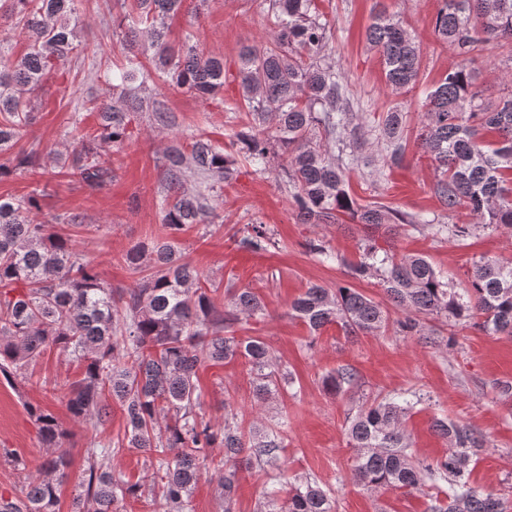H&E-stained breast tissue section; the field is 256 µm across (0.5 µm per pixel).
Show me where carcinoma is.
Instances as JSON below:
<instances>
[{
  "mask_svg": "<svg viewBox=\"0 0 512 512\" xmlns=\"http://www.w3.org/2000/svg\"><path fill=\"white\" fill-rule=\"evenodd\" d=\"M79 0H0V18L16 20L27 52L10 61L0 42V154L15 146L36 119L34 96L78 52ZM272 18L270 40L240 51L241 108L249 125L235 134V152L198 139L190 153L171 146L164 154L160 184L165 241L137 247L125 262L135 276L127 288L104 283L97 265L80 254L70 237L55 236L33 221L42 194L0 198V376L22 370L50 348L83 363L82 377L67 388L66 407L77 422L105 424L107 401L124 418L123 435L100 439L85 450L81 482L71 512H122L120 503L144 497L142 485L116 476L105 465L127 448L144 455L153 470L151 501L162 512H192V490L221 452L216 496L232 512L240 472L257 462L274 466L283 448V428L242 426L224 407V421L212 425L198 409L202 392L198 371L226 360L243 359L253 374L256 401L266 402L293 378L259 337L241 338L234 326L264 315L254 289L230 285L228 302L218 307V288L201 281L176 237L194 224L216 217L214 188L236 174L235 155L263 173L271 156L283 158L296 219L301 224H358L363 235L354 261L328 242L308 243L319 262L349 268L355 279H373L404 317L394 320L381 304L358 289L338 284L309 285L291 302L292 315L316 336L335 325L347 336L396 335L429 340L427 321L448 326V346L458 331L512 335V260L479 257L472 261L469 287L456 290L427 257L398 255L395 239L423 231L459 246L478 231L512 233V87L486 98L476 82L474 64L489 46L512 61V0H442L434 18L437 39L455 49L458 61L428 90L417 147L430 159L435 196L448 212L469 211L472 222L439 224L425 214L405 216L379 202L362 204L350 194L349 174L366 146L365 127L352 125L348 79L332 56L334 27L317 0H266ZM183 0H113V26L126 28L123 49L151 53L155 69L179 88L199 97L224 88V58L199 51L190 40L179 47L165 40V19ZM369 47L380 54L385 86L401 95L420 81V45L400 18L384 4L366 31ZM168 119L165 102L155 96L100 112V134L73 141L70 176L94 192L112 182L114 170L101 160L102 145L120 146L128 138L133 112ZM406 113L396 107L377 120V147L384 162L403 158L408 141ZM250 252L276 246L264 224H249L236 239ZM324 388L346 396L361 386L356 369L342 366L322 378ZM417 390L378 395L348 417L346 437L354 448L353 478L373 491L388 488L428 497L425 512H507L512 486L486 493L472 481L470 465L485 448L476 430L436 418L432 429L448 445L434 461L414 458L405 420L421 403ZM48 455L39 474L19 493L0 494V512H58V489L68 480L71 460L66 433L56 418L29 405ZM331 488L308 480L278 502L277 491L264 496L260 512H335Z\"/></svg>",
  "mask_w": 512,
  "mask_h": 512,
  "instance_id": "1",
  "label": "carcinoma"
}]
</instances>
